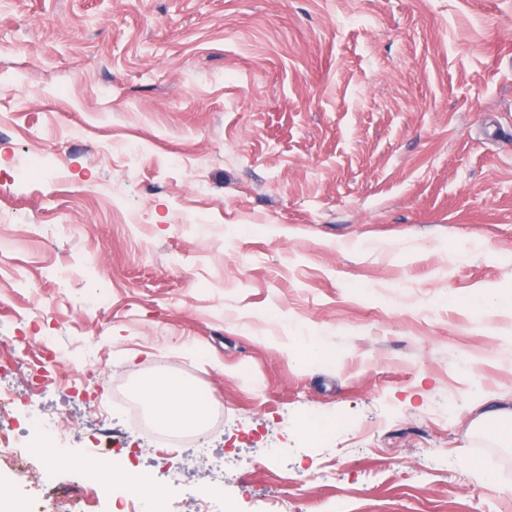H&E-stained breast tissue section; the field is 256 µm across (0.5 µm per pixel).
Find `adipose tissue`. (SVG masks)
<instances>
[{"label": "adipose tissue", "instance_id": "1", "mask_svg": "<svg viewBox=\"0 0 512 512\" xmlns=\"http://www.w3.org/2000/svg\"><path fill=\"white\" fill-rule=\"evenodd\" d=\"M136 392L153 422L171 428H203L209 414L193 386L175 375H160L140 383Z\"/></svg>", "mask_w": 512, "mask_h": 512}]
</instances>
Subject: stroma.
<instances>
[{"label":"stroma","instance_id":"1","mask_svg":"<svg viewBox=\"0 0 512 512\" xmlns=\"http://www.w3.org/2000/svg\"><path fill=\"white\" fill-rule=\"evenodd\" d=\"M509 300L512 0H0V384L68 454L174 373L224 407L173 470L128 435L175 512H512ZM51 348L94 376L28 395Z\"/></svg>","mask_w":512,"mask_h":512}]
</instances>
